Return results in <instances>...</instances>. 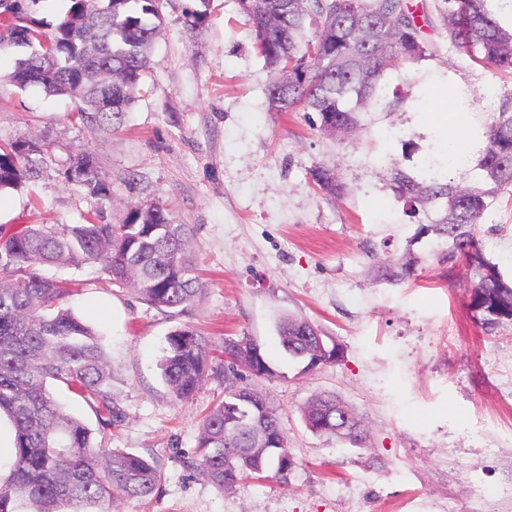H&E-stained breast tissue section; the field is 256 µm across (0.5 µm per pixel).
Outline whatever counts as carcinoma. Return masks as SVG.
I'll return each mask as SVG.
<instances>
[{
  "instance_id": "carcinoma-1",
  "label": "carcinoma",
  "mask_w": 512,
  "mask_h": 512,
  "mask_svg": "<svg viewBox=\"0 0 512 512\" xmlns=\"http://www.w3.org/2000/svg\"><path fill=\"white\" fill-rule=\"evenodd\" d=\"M42 0H0V49L26 48L7 78L20 89L39 86L48 96L76 103L81 124L94 132L120 130L146 74L148 53L162 24V0H71L65 17L51 31L36 18ZM255 35L258 54L274 73L266 89L270 112H313L326 134L359 126L364 107L379 100L381 81L393 67L439 55L438 34L469 59L512 71V31L486 8V0H236ZM112 96V109L102 106ZM498 119L486 130L479 160L485 186L417 181L391 170L409 201L445 203V214L423 229L450 246L448 258L465 261L470 277L469 308L488 324L512 321V281L485 258L476 226L490 199L512 186V97L501 102ZM43 145L22 137L0 146V191L41 176ZM63 175L102 199L112 186L89 153L69 157ZM317 185L336 193V174L317 168ZM192 228L176 224L158 205L133 204L121 224L90 216L84 224L0 227V415L13 432L14 460L0 478V512H86L118 497L151 496L159 489L158 461L94 442L92 431L68 413L47 388L48 381L93 402L112 425V365L96 333L63 307L70 290L45 276V266L100 263L110 283L133 287L159 308H184L202 298L189 243ZM418 257L378 267L379 278L404 282L416 275ZM289 359L311 371L334 361L332 347L320 345L321 332L308 321L285 317L278 326ZM214 342L191 325L171 331L160 359L162 377L177 400L191 397L212 370ZM227 370L235 378L224 401L202 419L198 468L215 486L264 474L287 480L295 460L287 448H260L224 459L226 448L251 447L249 436L226 425L237 410L240 391L252 386L248 368L224 344ZM344 407L332 396H318L303 408L306 426L317 435L336 436L327 414ZM342 439L364 445L367 431L355 414Z\"/></svg>"
}]
</instances>
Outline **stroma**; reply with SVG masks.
<instances>
[{"instance_id": "1", "label": "stroma", "mask_w": 512, "mask_h": 512, "mask_svg": "<svg viewBox=\"0 0 512 512\" xmlns=\"http://www.w3.org/2000/svg\"><path fill=\"white\" fill-rule=\"evenodd\" d=\"M199 11L201 27L189 30L187 16ZM162 14L138 101L117 132L89 134L68 97L17 88L7 78L12 54L0 55V144L32 134L44 145L41 177L0 191V225L81 224L95 212L119 224L132 201L167 206L194 230L206 292L182 311L109 284L97 263L46 270L78 284L64 305L98 334L121 417L102 429L93 405L55 381L50 391L107 448L162 467L159 491L120 498L111 512H512V322L490 329L474 319L465 267L432 256L435 239L419 233L438 207L411 205L390 178L396 165L420 181L481 185L477 163L448 167L427 133L435 107L458 109L455 98L433 99L427 80L463 85L480 154L496 116L486 92L512 96V74L447 44L389 71L382 104L361 113L358 130L328 135L306 113L268 111L274 74L236 0H165ZM396 96L402 105L388 108ZM81 151L97 156L111 199L63 178L62 163ZM320 165L335 169L339 195L315 184ZM477 235L511 281L512 187L492 200ZM418 255L416 279L392 284L373 271ZM289 315L314 324L341 358L310 372L289 360L277 333ZM185 324L219 346L250 337L271 362L274 376L257 386L295 459L287 483L249 478L221 490L196 468L200 422L228 383L214 373L191 398L172 397L159 359L168 333ZM319 394L356 413L365 447L307 428L301 410Z\"/></svg>"}]
</instances>
